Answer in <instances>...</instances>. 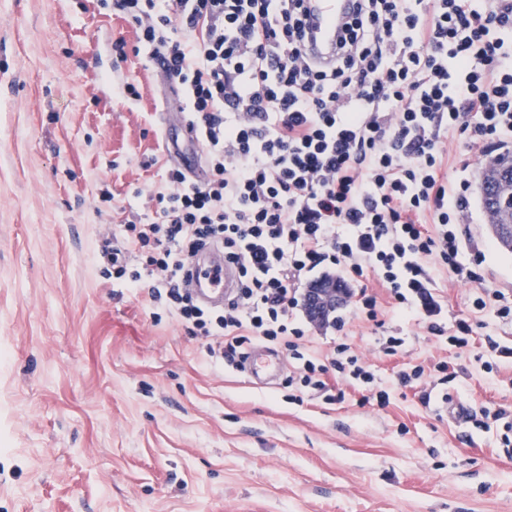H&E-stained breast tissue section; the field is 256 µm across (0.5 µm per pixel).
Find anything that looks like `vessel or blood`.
Returning a JSON list of instances; mask_svg holds the SVG:
<instances>
[{
  "label": "vessel or blood",
  "instance_id": "obj_1",
  "mask_svg": "<svg viewBox=\"0 0 512 512\" xmlns=\"http://www.w3.org/2000/svg\"><path fill=\"white\" fill-rule=\"evenodd\" d=\"M313 27L308 37V48L317 61L331 65L336 58L339 36L344 25L355 10V0H308ZM162 145L168 157L180 160L181 167L191 182L205 178L202 151L190 129L186 113L170 117L159 115ZM190 288L193 297L200 303L217 307L223 305L226 296L238 286V271L225 264L219 248H209L205 257L194 258L189 265ZM280 357L273 351L258 347L249 351L243 363V371L250 382L263 384L268 374L276 370Z\"/></svg>",
  "mask_w": 512,
  "mask_h": 512
}]
</instances>
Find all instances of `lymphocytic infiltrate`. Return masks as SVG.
<instances>
[{
  "instance_id": "f902f5d3",
  "label": "lymphocytic infiltrate",
  "mask_w": 512,
  "mask_h": 512,
  "mask_svg": "<svg viewBox=\"0 0 512 512\" xmlns=\"http://www.w3.org/2000/svg\"><path fill=\"white\" fill-rule=\"evenodd\" d=\"M341 51L327 68L304 45L305 0H114L140 50L181 85L208 180L168 170L149 199L158 219L130 225V255L112 276L208 337L207 354L239 367L259 343L298 362L288 384L342 401L322 374L387 390L348 343L325 361L299 342L300 287L334 269L373 272L396 309L443 329L431 264L480 285L483 254L467 249L469 164L455 139L483 158L512 143V0H356ZM217 246L240 276L223 308L196 303L184 271Z\"/></svg>"
}]
</instances>
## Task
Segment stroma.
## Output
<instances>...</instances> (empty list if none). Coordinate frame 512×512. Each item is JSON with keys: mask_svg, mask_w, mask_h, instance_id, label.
<instances>
[{"mask_svg": "<svg viewBox=\"0 0 512 512\" xmlns=\"http://www.w3.org/2000/svg\"><path fill=\"white\" fill-rule=\"evenodd\" d=\"M134 26L104 0H0V512H512V456L500 423L435 415L403 362L448 364L452 400L477 419L512 416V361L485 372L487 338L512 325L475 312L473 286L435 272L444 336L401 316L374 275L384 327L344 307V331L312 326L319 359L351 344L390 394L385 409L288 401L296 364L255 386L209 364L206 339L156 317L147 288L113 282L104 250L155 219L148 199L173 159L159 146L167 102ZM141 97L128 102L126 83ZM487 291L512 294V254L472 206ZM470 319L468 347L449 346ZM405 340L404 356L378 339Z\"/></svg>", "mask_w": 512, "mask_h": 512, "instance_id": "stroma-1", "label": "stroma"}]
</instances>
